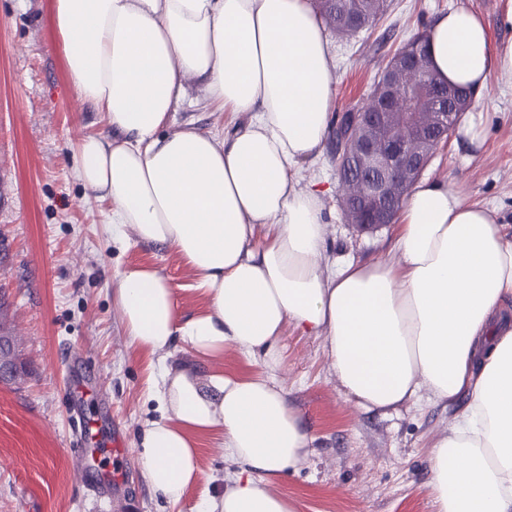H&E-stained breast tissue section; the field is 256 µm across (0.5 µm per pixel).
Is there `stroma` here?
Instances as JSON below:
<instances>
[{"label":"stroma","instance_id":"stroma-1","mask_svg":"<svg viewBox=\"0 0 512 512\" xmlns=\"http://www.w3.org/2000/svg\"><path fill=\"white\" fill-rule=\"evenodd\" d=\"M389 2L371 30L329 34L333 113L357 103L387 60L449 10L479 13L494 44H512V27L503 22L512 0ZM52 9L53 0H0V333L18 338V374L0 383V512H122L125 503L135 512H195L236 466L202 435L200 479L184 499L173 505L151 490L139 455L146 424L158 415L149 398L157 358L131 344L112 292L119 271L141 266L168 280L180 317L203 311L207 301L175 252L113 240L107 201L76 181V141L105 124L66 79ZM469 114L481 147L453 134L424 175L447 182L464 202L496 209L512 225V76L496 77ZM188 122L219 133L233 117L212 112L192 85L172 125ZM299 178L330 188L326 263L394 258L396 224L359 232L346 223L330 153L305 163ZM282 343L288 399L314 443L274 492L292 500L296 512H435L428 452L448 434L464 399L367 412L345 393L322 338L290 323ZM83 429L98 449L93 473L111 474V494L95 496L77 480Z\"/></svg>","mask_w":512,"mask_h":512}]
</instances>
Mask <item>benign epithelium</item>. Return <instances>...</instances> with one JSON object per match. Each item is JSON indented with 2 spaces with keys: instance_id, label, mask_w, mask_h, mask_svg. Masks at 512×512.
Wrapping results in <instances>:
<instances>
[{
  "instance_id": "obj_1",
  "label": "benign epithelium",
  "mask_w": 512,
  "mask_h": 512,
  "mask_svg": "<svg viewBox=\"0 0 512 512\" xmlns=\"http://www.w3.org/2000/svg\"><path fill=\"white\" fill-rule=\"evenodd\" d=\"M388 112H361L348 145V163L344 171L356 167L380 170L381 180H368L361 189L362 208L352 202L353 190L347 178L339 181L338 191L343 209L358 218L351 225L358 229H376L393 223L389 204L402 201L409 187L419 178L431 161L435 150L457 122L456 112H411L403 116L406 125L424 127L432 133L427 146L416 143L409 132L393 133ZM14 339L0 335V379L15 373L12 355Z\"/></svg>"
}]
</instances>
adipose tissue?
<instances>
[{"label":"adipose tissue","mask_w":512,"mask_h":512,"mask_svg":"<svg viewBox=\"0 0 512 512\" xmlns=\"http://www.w3.org/2000/svg\"><path fill=\"white\" fill-rule=\"evenodd\" d=\"M70 85L106 131L83 138L74 173L107 201L113 239L167 247L194 271L206 310L180 318L158 271L120 272L112 295L133 344L156 355L159 418L140 463L168 503L199 479L197 436L218 432L237 467L197 512H295L273 485L314 440L278 378L285 325L323 338L346 393L367 410L466 398L429 457L436 512H512V227L447 183H416L393 260L323 263L325 191L299 167L324 148L335 58L309 0H54ZM443 83L482 91L512 75V46L458 8L427 33ZM196 80L219 136L166 133ZM260 360L237 378L168 365L182 346L205 361L225 346Z\"/></svg>","instance_id":"adipose-tissue-1"}]
</instances>
